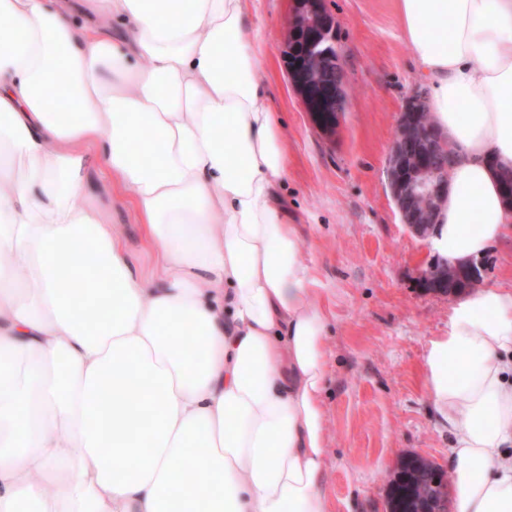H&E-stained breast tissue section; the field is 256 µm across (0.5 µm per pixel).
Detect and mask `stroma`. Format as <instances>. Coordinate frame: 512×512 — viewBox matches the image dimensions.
I'll return each mask as SVG.
<instances>
[{"label": "stroma", "mask_w": 512, "mask_h": 512, "mask_svg": "<svg viewBox=\"0 0 512 512\" xmlns=\"http://www.w3.org/2000/svg\"><path fill=\"white\" fill-rule=\"evenodd\" d=\"M292 6L261 0L258 81L282 123L283 198L314 265V299L330 311L325 492L329 512H388L386 488L400 456L439 463L448 457V427L422 369L430 338L447 331L452 300L419 287L432 251L402 224L386 176L398 114L418 83L396 0H326L348 98L335 133L323 134L288 80L282 50ZM109 206L135 268L151 274L152 259L123 199Z\"/></svg>", "instance_id": "35a3bbf8"}]
</instances>
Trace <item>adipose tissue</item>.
Here are the masks:
<instances>
[{
    "label": "adipose tissue",
    "instance_id": "ef3b65f1",
    "mask_svg": "<svg viewBox=\"0 0 512 512\" xmlns=\"http://www.w3.org/2000/svg\"><path fill=\"white\" fill-rule=\"evenodd\" d=\"M90 8L0 0V512H328V311L281 195L258 13ZM397 10L456 152L430 245L476 258L512 228V0ZM122 192L154 275L99 203ZM422 376L453 512H512V290L454 303Z\"/></svg>",
    "mask_w": 512,
    "mask_h": 512
}]
</instances>
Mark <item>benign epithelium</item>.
Returning a JSON list of instances; mask_svg holds the SVG:
<instances>
[{
	"instance_id": "7a95c632",
	"label": "benign epithelium",
	"mask_w": 512,
	"mask_h": 512,
	"mask_svg": "<svg viewBox=\"0 0 512 512\" xmlns=\"http://www.w3.org/2000/svg\"><path fill=\"white\" fill-rule=\"evenodd\" d=\"M283 55L290 84L306 112L322 132H334L346 109L347 92L336 47V19L325 8L324 0H294ZM422 100L421 91H414L398 115L387 177L402 223L411 234L426 241L448 194L453 157L446 138L420 119ZM486 271L484 257L450 263L435 256L420 269L418 282L429 293L454 297L461 289L451 275L475 287ZM424 471L435 489L424 512H450L447 469L426 467Z\"/></svg>"
}]
</instances>
